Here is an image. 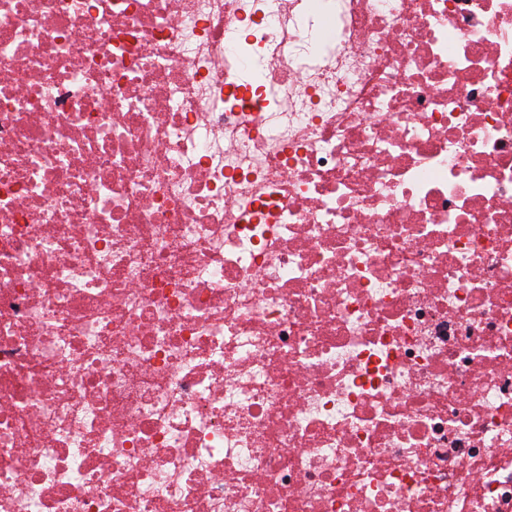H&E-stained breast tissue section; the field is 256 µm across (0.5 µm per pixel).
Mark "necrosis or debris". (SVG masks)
<instances>
[{
	"mask_svg": "<svg viewBox=\"0 0 512 512\" xmlns=\"http://www.w3.org/2000/svg\"><path fill=\"white\" fill-rule=\"evenodd\" d=\"M0 512H512V0H0Z\"/></svg>",
	"mask_w": 512,
	"mask_h": 512,
	"instance_id": "necrosis-or-debris-1",
	"label": "necrosis or debris"
}]
</instances>
